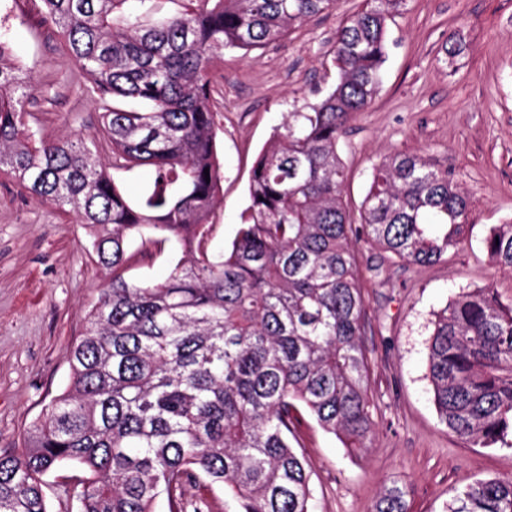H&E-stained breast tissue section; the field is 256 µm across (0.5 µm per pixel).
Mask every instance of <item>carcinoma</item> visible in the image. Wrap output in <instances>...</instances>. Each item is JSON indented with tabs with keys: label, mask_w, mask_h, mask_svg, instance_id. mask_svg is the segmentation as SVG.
<instances>
[{
	"label": "carcinoma",
	"mask_w": 512,
	"mask_h": 512,
	"mask_svg": "<svg viewBox=\"0 0 512 512\" xmlns=\"http://www.w3.org/2000/svg\"><path fill=\"white\" fill-rule=\"evenodd\" d=\"M42 0L69 57L93 84L112 168L150 166L130 199L85 140L35 138L30 73L0 41V173L69 208L112 281L69 354L66 390L0 452V512H49L44 476L75 466L77 512H185L186 487L224 488L240 512H311L310 474L295 447L305 409L348 452L373 419L360 336L364 301L352 238L409 264L448 256L468 201L446 170L396 152L373 169L353 227L337 151L347 123L382 85L387 22L407 0H361L336 31V84L288 113L252 168L249 204L230 245L214 250L221 190L210 68L228 52L278 48L288 30L336 0ZM147 103L143 111L112 105ZM209 173H204V169ZM171 241L182 256L162 281L127 278V248ZM512 271V224L484 238ZM428 374L439 420L473 448H512V301L463 293L434 324ZM384 489L372 512H409ZM448 512H512V475L464 485Z\"/></svg>",
	"instance_id": "carcinoma-1"
}]
</instances>
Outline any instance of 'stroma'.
<instances>
[{
  "mask_svg": "<svg viewBox=\"0 0 512 512\" xmlns=\"http://www.w3.org/2000/svg\"><path fill=\"white\" fill-rule=\"evenodd\" d=\"M358 2L337 0L335 10L290 30L283 48L229 54L210 70L222 174L213 248L233 239L253 163L285 113L334 84L331 40ZM39 5L0 0V39L35 82L25 108L47 138H93L92 85ZM454 40L461 49L453 53ZM337 150L351 214L360 211L374 166L410 152L451 170L469 199L468 228L447 260L431 265L357 242L374 432L352 456L298 412L296 449L311 471L314 512H371L392 485L406 489L411 512H445L464 483L512 474V448L468 447L440 422L427 370L434 322L450 301L479 288L512 300V273L497 271L482 243L489 227L512 219V0H408L388 23L381 90ZM111 277L73 214L0 175V452L21 449L65 388L70 348Z\"/></svg>",
  "mask_w": 512,
  "mask_h": 512,
  "instance_id": "35a3bbf8",
  "label": "stroma"
}]
</instances>
